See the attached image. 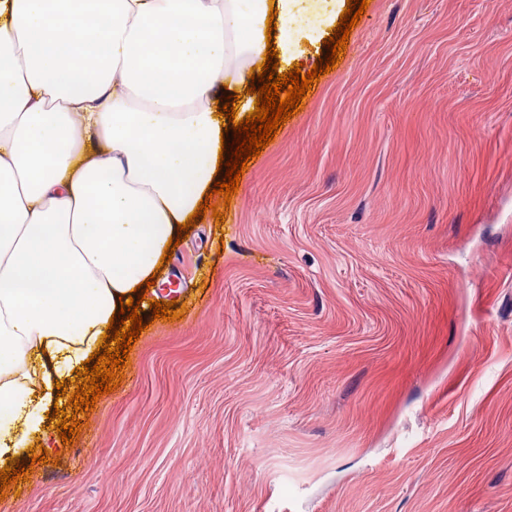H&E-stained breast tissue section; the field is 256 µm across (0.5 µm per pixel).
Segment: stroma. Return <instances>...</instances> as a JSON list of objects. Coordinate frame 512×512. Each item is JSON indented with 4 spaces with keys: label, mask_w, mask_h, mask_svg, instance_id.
<instances>
[{
    "label": "stroma",
    "mask_w": 512,
    "mask_h": 512,
    "mask_svg": "<svg viewBox=\"0 0 512 512\" xmlns=\"http://www.w3.org/2000/svg\"><path fill=\"white\" fill-rule=\"evenodd\" d=\"M212 201L0 512H512V0H369Z\"/></svg>",
    "instance_id": "stroma-1"
}]
</instances>
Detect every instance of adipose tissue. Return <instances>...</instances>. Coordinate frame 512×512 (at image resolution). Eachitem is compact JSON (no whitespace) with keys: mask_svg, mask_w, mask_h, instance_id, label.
Segmentation results:
<instances>
[{"mask_svg":"<svg viewBox=\"0 0 512 512\" xmlns=\"http://www.w3.org/2000/svg\"><path fill=\"white\" fill-rule=\"evenodd\" d=\"M0 0V466L46 432L214 182L216 90L318 40L343 0Z\"/></svg>","mask_w":512,"mask_h":512,"instance_id":"1","label":"adipose tissue"}]
</instances>
